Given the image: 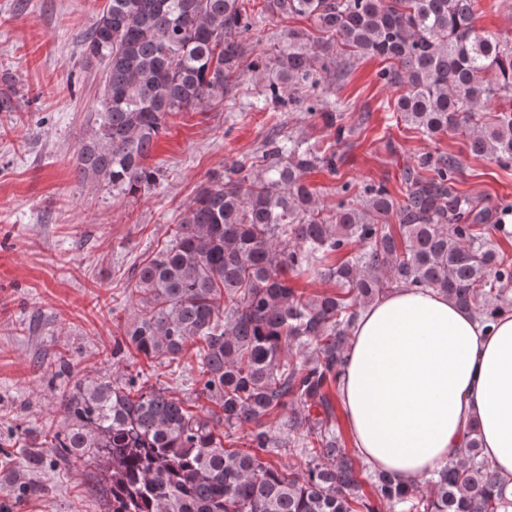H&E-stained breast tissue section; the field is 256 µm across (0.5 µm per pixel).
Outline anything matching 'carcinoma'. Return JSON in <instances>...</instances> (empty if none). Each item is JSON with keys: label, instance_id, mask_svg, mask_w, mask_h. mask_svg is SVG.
Segmentation results:
<instances>
[{"label": "carcinoma", "instance_id": "obj_1", "mask_svg": "<svg viewBox=\"0 0 512 512\" xmlns=\"http://www.w3.org/2000/svg\"><path fill=\"white\" fill-rule=\"evenodd\" d=\"M263 2L252 14L244 0H108L83 38L85 59L106 69L78 178L125 196L149 190L159 168L147 160L168 116L224 102L247 72L266 80L261 107L301 104L341 145L352 135L347 106L330 98L322 74L343 83L368 56L390 62L378 77L399 88L400 121L429 139L464 131L472 154L512 168V108L479 120L493 99L512 97V36L477 27L480 0ZM295 15L325 37L290 29L275 52L247 59L244 42L264 19ZM339 163L335 150L270 132L258 160L234 162L201 189L137 269L136 311L116 350L159 360L193 345L198 396L217 410L202 416L134 377L63 394L60 428L40 447L102 459L112 512H512L477 426L456 460L404 489L388 472L363 475L336 402L360 309L389 292L433 288L488 320L512 309V255L489 238L512 203L463 194L456 156L428 153L403 169L404 200L375 183L353 194L345 181L327 214L307 174ZM290 273L332 290L307 296ZM290 405L279 431L266 426ZM245 424L251 451L225 446ZM279 448L294 461L271 459Z\"/></svg>", "mask_w": 512, "mask_h": 512}]
</instances>
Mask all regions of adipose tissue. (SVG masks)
Wrapping results in <instances>:
<instances>
[{
  "mask_svg": "<svg viewBox=\"0 0 512 512\" xmlns=\"http://www.w3.org/2000/svg\"><path fill=\"white\" fill-rule=\"evenodd\" d=\"M340 393L371 469L418 482L457 455L475 422L484 456L512 481V312L487 326L439 291L397 289L361 310Z\"/></svg>",
  "mask_w": 512,
  "mask_h": 512,
  "instance_id": "obj_1",
  "label": "adipose tissue"
}]
</instances>
